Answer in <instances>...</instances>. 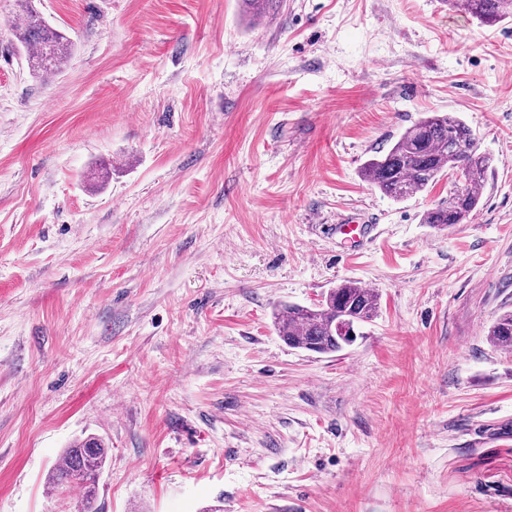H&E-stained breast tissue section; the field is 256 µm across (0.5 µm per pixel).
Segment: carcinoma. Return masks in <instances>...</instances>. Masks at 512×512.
Instances as JSON below:
<instances>
[{
	"instance_id": "obj_1",
	"label": "carcinoma",
	"mask_w": 512,
	"mask_h": 512,
	"mask_svg": "<svg viewBox=\"0 0 512 512\" xmlns=\"http://www.w3.org/2000/svg\"><path fill=\"white\" fill-rule=\"evenodd\" d=\"M25 10L11 23V31L27 51L31 75L45 78L58 73L67 61L72 42L40 16L31 0H22ZM257 19L274 16L281 0H241ZM453 7L468 13L484 26L512 18V0H451ZM461 172V184L448 195V203L424 214L423 223L444 229L466 224L477 210L492 171V159L479 152L472 129L458 116L431 112L408 127L380 155L364 162L362 175L373 187L395 200L406 199L429 188L448 173ZM378 295L356 281L347 280L330 289L313 307L282 306L274 314L275 328L292 348L316 354L336 353L347 345L344 334L356 333L360 325L377 315ZM487 340L501 349L512 348V310L500 314L487 332ZM108 457V447L99 438L71 443L61 463L54 468L48 487L95 485Z\"/></svg>"
}]
</instances>
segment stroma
<instances>
[{"label":"stroma","mask_w":512,"mask_h":512,"mask_svg":"<svg viewBox=\"0 0 512 512\" xmlns=\"http://www.w3.org/2000/svg\"><path fill=\"white\" fill-rule=\"evenodd\" d=\"M72 41L33 78L0 0V512H81L49 473L96 436L97 512H512V21L446 0H36ZM430 112L494 159L469 223L363 162ZM373 242L332 231L339 215ZM346 280L344 350L273 314ZM378 301L373 290L347 280L330 289L313 307L282 306L274 314L275 328L292 348L316 354L336 353L349 344L344 336H357L356 328L373 321ZM487 340L501 349L512 348V310L500 314L487 332Z\"/></svg>","instance_id":"stroma-1"}]
</instances>
